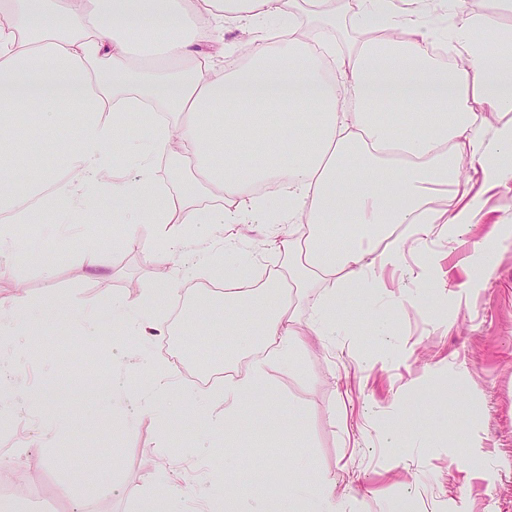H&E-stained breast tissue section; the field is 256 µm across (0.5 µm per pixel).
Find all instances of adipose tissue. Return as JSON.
I'll list each match as a JSON object with an SVG mask.
<instances>
[{"label": "adipose tissue", "mask_w": 512, "mask_h": 512, "mask_svg": "<svg viewBox=\"0 0 512 512\" xmlns=\"http://www.w3.org/2000/svg\"><path fill=\"white\" fill-rule=\"evenodd\" d=\"M115 2L108 11L103 0H0V169L28 170L0 190V222L30 223L39 206L64 223L108 179L121 124L152 103L170 119L138 144L142 178L121 189L129 239L142 224L176 244L180 224L265 221L269 203L255 188L280 183L290 205L278 221L305 223L307 237L274 241L288 264L266 283H225V319L251 360L226 379L213 421H241V403L270 363L335 335L337 290L382 287L407 245L483 220L468 165L480 164L491 187L512 188V0H496L493 17L465 0ZM273 17L284 20L278 41ZM228 22L251 35L250 63L234 72L196 49ZM144 27L155 29L163 59L133 84V35ZM74 114L70 166L23 150L42 125L69 128ZM162 155L221 197L174 203L149 178ZM336 223L350 225V246L332 245ZM319 284L299 324V305L284 291ZM255 310L256 332L241 320ZM296 499L311 512H345L329 475L313 484L289 478L273 512H291Z\"/></svg>", "instance_id": "ef3b65f1"}]
</instances>
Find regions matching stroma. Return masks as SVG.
<instances>
[{"mask_svg": "<svg viewBox=\"0 0 512 512\" xmlns=\"http://www.w3.org/2000/svg\"><path fill=\"white\" fill-rule=\"evenodd\" d=\"M111 192L89 195L70 224H11L15 261L0 267V302L17 308L16 330L0 334V359L18 383L0 380V420L22 416L35 436L27 469L0 468L29 512H139L162 477H172L171 512H210L203 488L262 481L274 456L297 460L304 482L333 475L351 488L349 512H512V222L498 243L476 250L488 227L476 224L455 244L428 243L390 271L391 286L351 297L355 316L337 313V335L268 368V385L245 398L243 425L206 427L202 407L187 405L182 426L161 425L178 392H190L166 353V340L130 335L113 322L112 302L137 300L161 279L159 322L186 285L208 282L206 263L225 260L221 236L250 256L256 279L280 264L267 239L295 225H182L179 266L151 260L164 251L153 225L141 243L119 232ZM106 272L90 273L89 253ZM430 264L435 279L453 272L455 289L409 275ZM493 267L481 275L482 265ZM52 275H45V268ZM70 301L58 316L43 300ZM185 339L222 349L225 369L249 357L225 330L223 306L192 307ZM171 393L150 394L154 369ZM456 390L458 402L448 399Z\"/></svg>", "mask_w": 512, "mask_h": 512, "instance_id": "stroma-1", "label": "stroma"}]
</instances>
